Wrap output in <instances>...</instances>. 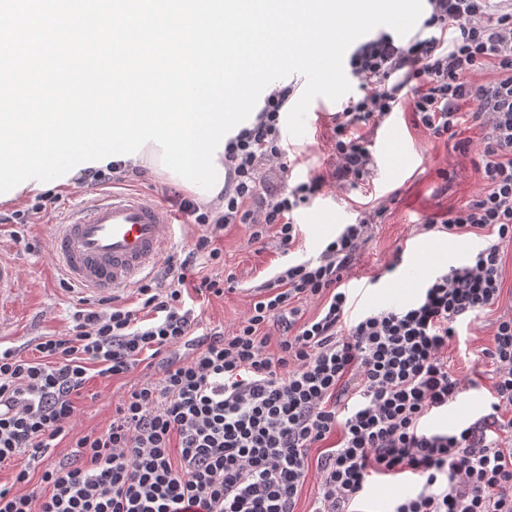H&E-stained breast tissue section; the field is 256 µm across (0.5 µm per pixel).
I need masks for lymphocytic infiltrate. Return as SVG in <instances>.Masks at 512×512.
I'll list each match as a JSON object with an SVG mask.
<instances>
[{"label": "lymphocytic infiltrate", "mask_w": 512, "mask_h": 512, "mask_svg": "<svg viewBox=\"0 0 512 512\" xmlns=\"http://www.w3.org/2000/svg\"><path fill=\"white\" fill-rule=\"evenodd\" d=\"M345 74L357 94L333 117L331 175L289 183L281 121L295 88L273 89L253 126L224 146L223 205L180 200L205 229L180 262L137 281L135 303L83 299L66 333L41 337L35 357L0 349V466L23 452L42 457L66 437L91 377L121 379L142 365L157 373L123 392L106 429L77 436L75 460L0 483V512H297L313 469L321 488L312 512H359L374 478L398 475L417 489L392 512H512V448L490 435L512 412V317L497 321L483 353L495 373L489 413L449 432L425 426L463 388L448 365L459 325L502 291V246L512 241V0H426L417 34L357 43ZM402 104L463 153L462 127L484 129L481 189L422 224L480 238V247L432 272L410 303L352 318L342 281L374 220L363 211L316 256L276 267L232 332L202 327L185 291L223 296V279L200 270L224 263L217 232L245 224L259 243L272 226L291 252L296 213L328 179L372 177L371 133ZM304 301L318 303L316 315L303 318Z\"/></svg>", "instance_id": "lymphocytic-infiltrate-1"}]
</instances>
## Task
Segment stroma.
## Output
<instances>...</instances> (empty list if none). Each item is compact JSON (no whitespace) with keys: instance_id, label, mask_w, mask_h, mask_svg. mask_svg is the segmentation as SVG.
Instances as JSON below:
<instances>
[{"instance_id":"1","label":"stroma","mask_w":512,"mask_h":512,"mask_svg":"<svg viewBox=\"0 0 512 512\" xmlns=\"http://www.w3.org/2000/svg\"><path fill=\"white\" fill-rule=\"evenodd\" d=\"M395 135L403 140L414 157L411 167L388 171L384 156H377V172L367 184L353 188L331 185L324 187L296 216L300 233L292 254L314 255L319 243L336 233L342 224L353 219L358 211L383 209L380 223L372 225L367 241L344 277L346 286L357 281L372 285V307H380L381 296H389L392 305L408 303L421 287L424 270L408 259H396L397 249L407 243H433L428 255L430 268H444L459 262L479 242L473 237L448 239L439 232L422 233L420 224L426 217L470 200L483 184L479 167L477 142L481 128L471 127L462 133L472 141L468 153L453 150L445 141L437 140L420 127L413 126L410 114H397ZM288 154L295 161L293 175L329 171L334 156L331 119L322 116L303 136L288 137ZM90 186L72 183L49 190V204L34 223L21 227L0 223V246L12 250L19 259L21 297L16 319L0 330V345L30 351L39 337L65 332L73 313L78 309L76 295L62 287L61 275L50 250L52 226L74 203L86 199ZM23 234L26 244H17L15 234ZM250 229L235 224L218 235L215 245L224 253V273L234 274V290L221 297H210L202 305L203 324L232 331L247 316L252 297L250 289L266 280L276 266L286 262L273 236H266L263 245L249 241ZM502 294L498 303L479 313L470 323L460 327L458 336L448 347L451 370L464 383L462 400L470 402V420H477L489 411L493 379L491 365L483 357L491 347L495 322L512 316V242L504 244ZM153 370H135L120 380L93 377L87 394L76 403L74 432L103 428L112 417V401L124 387L153 378Z\"/></svg>"}]
</instances>
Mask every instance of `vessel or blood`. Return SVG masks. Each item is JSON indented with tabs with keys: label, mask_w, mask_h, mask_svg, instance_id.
I'll use <instances>...</instances> for the list:
<instances>
[{
	"label": "vessel or blood",
	"mask_w": 512,
	"mask_h": 512,
	"mask_svg": "<svg viewBox=\"0 0 512 512\" xmlns=\"http://www.w3.org/2000/svg\"><path fill=\"white\" fill-rule=\"evenodd\" d=\"M175 233L159 201L137 191L99 192L54 224L52 257L78 293L112 299L157 266ZM20 288L18 263L0 248V327L13 318Z\"/></svg>",
	"instance_id": "1"
}]
</instances>
